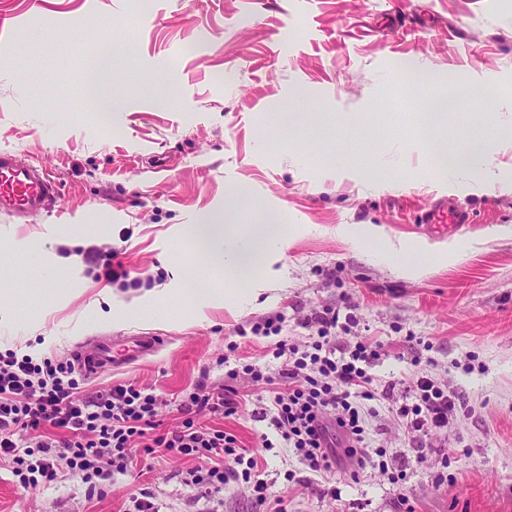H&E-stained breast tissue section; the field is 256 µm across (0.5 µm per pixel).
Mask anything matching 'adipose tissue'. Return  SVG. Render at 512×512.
Returning a JSON list of instances; mask_svg holds the SVG:
<instances>
[{
	"label": "adipose tissue",
	"mask_w": 512,
	"mask_h": 512,
	"mask_svg": "<svg viewBox=\"0 0 512 512\" xmlns=\"http://www.w3.org/2000/svg\"><path fill=\"white\" fill-rule=\"evenodd\" d=\"M112 43L103 44L98 52V63L85 77L86 88L97 105L120 109L122 103L112 92ZM458 97L450 93L429 98L424 110L417 115L419 131L423 136L433 164L443 172L461 174L479 186L496 182L497 177L488 164L490 146L481 139L472 140L464 149L449 150L442 131L454 112ZM188 238L193 248L224 270L228 281L242 283L250 278L258 263L272 253V247L281 243V227L277 224H250L245 232L217 216L205 223L191 225Z\"/></svg>",
	"instance_id": "adipose-tissue-1"
}]
</instances>
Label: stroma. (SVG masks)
Here are the masks:
<instances>
[{"label":"stroma","instance_id":"stroma-1","mask_svg":"<svg viewBox=\"0 0 512 512\" xmlns=\"http://www.w3.org/2000/svg\"><path fill=\"white\" fill-rule=\"evenodd\" d=\"M109 40L125 45L112 88L126 108L107 116L84 75ZM405 62L499 89L492 102L461 99L444 133L452 149L482 134L511 177L500 131L512 126V0H403L398 13L393 0H0V149L41 163L60 189L27 223L0 216V351L70 359L98 337L161 336L156 354L85 378L83 393L135 383L171 428L199 383L236 389L237 414L200 422L251 448L273 508L512 512V187L433 168L407 117L430 92L410 89ZM164 80L176 104L162 109ZM286 107L301 117L287 131ZM444 195L469 229L438 236L418 224ZM224 213L238 224L278 217L286 247L253 272L257 299L200 310L181 295L183 272L221 290L225 274L185 231ZM114 248L141 287L90 272L86 252ZM330 304L356 318L341 342L382 344L380 381L422 372L456 395L425 454L393 421L375 422L398 482L376 469L319 475L292 449L263 447L266 425L252 415L263 387L228 376L280 368L276 338L256 322L284 316L280 336L301 344L305 319ZM197 465L138 459L91 495L64 462L59 483L22 490L1 459L0 512H128L144 489L158 512H256L241 480L199 498L184 481Z\"/></svg>","mask_w":512,"mask_h":512}]
</instances>
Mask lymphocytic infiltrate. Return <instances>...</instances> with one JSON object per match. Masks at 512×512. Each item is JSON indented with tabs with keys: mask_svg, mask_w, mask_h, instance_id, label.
I'll list each match as a JSON object with an SVG mask.
<instances>
[{
	"mask_svg": "<svg viewBox=\"0 0 512 512\" xmlns=\"http://www.w3.org/2000/svg\"><path fill=\"white\" fill-rule=\"evenodd\" d=\"M339 312L326 307L307 319L313 334L305 345L282 340L280 321L260 324L276 334L273 358L283 365L266 372L253 365L242 371L251 382L264 384L267 397L258 415L267 421L285 447L294 449L314 473L344 469L388 471L387 451L370 433L379 411L377 396H392L394 383L377 385L371 369L379 347L358 341L341 345L336 334ZM72 363L8 349L0 352V458L9 460L21 487L55 484L61 479L59 459L81 474L89 491L127 472L135 453L155 456L164 451L200 459L188 482L200 497L223 491L232 481L249 480L257 505L266 502V486L252 477L257 461L234 434L198 424L199 415L229 417L239 408L236 390L199 385L180 405L181 420L163 429L156 395L130 383L83 396ZM401 403L388 414L415 441L447 427L456 397L426 375L401 391ZM111 456L110 469L100 461Z\"/></svg>",
	"mask_w": 512,
	"mask_h": 512,
	"instance_id": "obj_1",
	"label": "lymphocytic infiltrate"
}]
</instances>
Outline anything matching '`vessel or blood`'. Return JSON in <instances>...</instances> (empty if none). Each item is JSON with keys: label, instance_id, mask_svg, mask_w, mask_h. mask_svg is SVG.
Here are the masks:
<instances>
[{"label": "vessel or blood", "instance_id": "1", "mask_svg": "<svg viewBox=\"0 0 512 512\" xmlns=\"http://www.w3.org/2000/svg\"><path fill=\"white\" fill-rule=\"evenodd\" d=\"M57 193V186L46 169L33 161L19 158L9 150H0V214L22 222L46 210ZM420 223L435 225L443 233L469 223L466 211L448 210L440 204L425 211ZM159 337L135 333L102 339L76 352L79 367L94 375L108 368H122L156 352Z\"/></svg>", "mask_w": 512, "mask_h": 512}]
</instances>
